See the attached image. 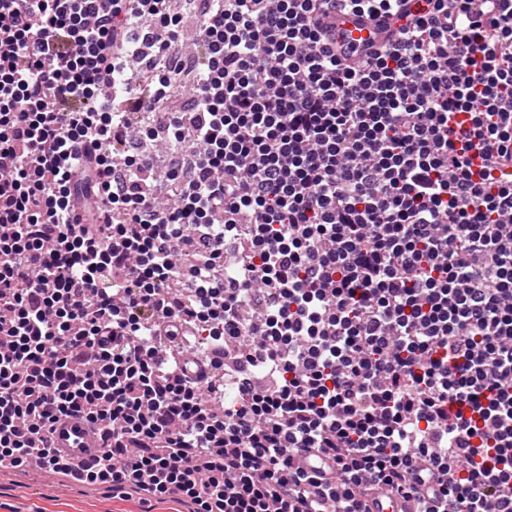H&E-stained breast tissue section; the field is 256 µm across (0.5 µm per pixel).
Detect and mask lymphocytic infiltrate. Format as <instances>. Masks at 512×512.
<instances>
[{"label": "lymphocytic infiltrate", "mask_w": 512, "mask_h": 512, "mask_svg": "<svg viewBox=\"0 0 512 512\" xmlns=\"http://www.w3.org/2000/svg\"><path fill=\"white\" fill-rule=\"evenodd\" d=\"M404 3L206 0L181 108L171 0H0V468L76 417L145 505L512 512V0ZM322 24L331 41L336 44V54H368L388 38L394 37L398 24L388 16L368 19L358 13L332 10L323 18Z\"/></svg>", "instance_id": "f902f5d3"}]
</instances>
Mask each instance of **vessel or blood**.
<instances>
[{
	"instance_id": "b4317fda",
	"label": "vessel or blood",
	"mask_w": 512,
	"mask_h": 512,
	"mask_svg": "<svg viewBox=\"0 0 512 512\" xmlns=\"http://www.w3.org/2000/svg\"><path fill=\"white\" fill-rule=\"evenodd\" d=\"M322 24L340 55L353 52L368 54L383 41L394 37L398 28L397 23L388 16L369 19L357 13L339 10L329 11ZM50 438L53 447L65 450L67 456L76 463L92 462L102 448L100 437L79 420L56 425Z\"/></svg>"
}]
</instances>
